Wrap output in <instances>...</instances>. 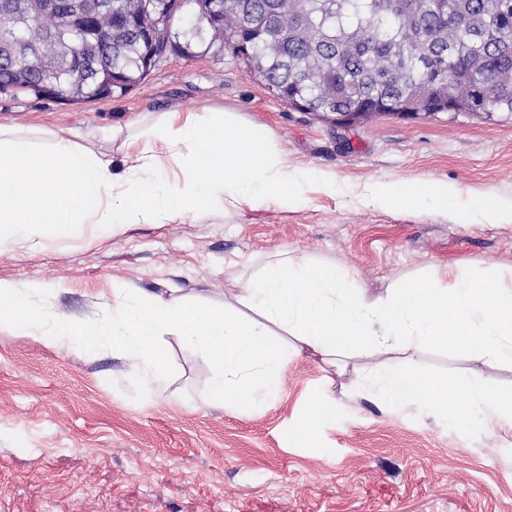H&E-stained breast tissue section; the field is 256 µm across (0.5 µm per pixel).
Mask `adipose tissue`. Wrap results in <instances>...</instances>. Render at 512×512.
I'll return each mask as SVG.
<instances>
[{"label": "adipose tissue", "instance_id": "obj_1", "mask_svg": "<svg viewBox=\"0 0 512 512\" xmlns=\"http://www.w3.org/2000/svg\"><path fill=\"white\" fill-rule=\"evenodd\" d=\"M123 171L106 155L49 133L45 144L25 128L0 125V246L66 233L75 224H168L210 210L232 212L243 203L278 204L300 187L272 131L236 113L178 108L115 128ZM177 164L180 174L163 171ZM457 187L423 181L401 188L376 183L370 199L385 208L432 202L447 211ZM41 283L0 280V330L34 337L57 348L119 349L146 396L163 390L168 366L163 336H175L209 364L208 398L217 405L248 407L273 396L276 380L303 353L339 368L343 358L370 357L364 376L347 383L378 400L414 406L469 430L483 415L486 436L512 444V390L475 379L449 389L387 362L411 357L428 345L458 349L485 366L512 365V282L497 278L451 283L400 284L371 295L336 266L284 255L267 261L235 294L211 303L176 293L112 291L111 327L77 324L33 308Z\"/></svg>", "mask_w": 512, "mask_h": 512}]
</instances>
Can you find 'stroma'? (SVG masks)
<instances>
[{
	"mask_svg": "<svg viewBox=\"0 0 512 512\" xmlns=\"http://www.w3.org/2000/svg\"><path fill=\"white\" fill-rule=\"evenodd\" d=\"M176 106L220 107L271 129L289 168L316 178L285 204L246 203L171 224H100L0 249V280L39 281L31 304L77 323L106 324L112 291L223 301L236 276L279 253L336 264L372 294L452 269L462 280L512 276V222L487 224L464 199L512 201V117L378 114L341 129L278 100L223 51L168 54L122 97L69 104L0 94V123L45 121L75 142L123 156L114 125ZM455 184L447 212L378 208L374 182ZM170 378L145 399L123 355L54 348L0 331V512H512V446L369 393L325 388L319 358L294 359L272 398L210 403V367L174 336ZM407 369L456 386L477 375L512 389V368L425 346ZM333 412L310 439L293 429L309 404Z\"/></svg>",
	"mask_w": 512,
	"mask_h": 512,
	"instance_id": "1",
	"label": "stroma"
}]
</instances>
